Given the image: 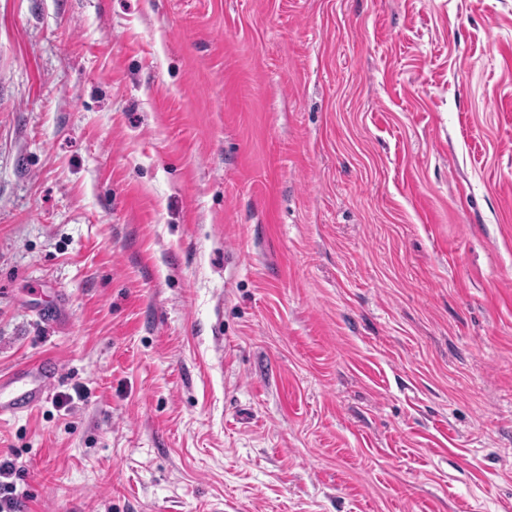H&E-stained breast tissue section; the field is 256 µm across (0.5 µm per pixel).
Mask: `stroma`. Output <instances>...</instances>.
<instances>
[{"label": "stroma", "mask_w": 512, "mask_h": 512, "mask_svg": "<svg viewBox=\"0 0 512 512\" xmlns=\"http://www.w3.org/2000/svg\"><path fill=\"white\" fill-rule=\"evenodd\" d=\"M44 355L22 512H512V0H0Z\"/></svg>", "instance_id": "stroma-1"}]
</instances>
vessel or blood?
<instances>
[{
  "instance_id": "1",
  "label": "vessel or blood",
  "mask_w": 512,
  "mask_h": 512,
  "mask_svg": "<svg viewBox=\"0 0 512 512\" xmlns=\"http://www.w3.org/2000/svg\"><path fill=\"white\" fill-rule=\"evenodd\" d=\"M59 366L55 360L39 359L0 375V418L34 410L56 381Z\"/></svg>"
}]
</instances>
